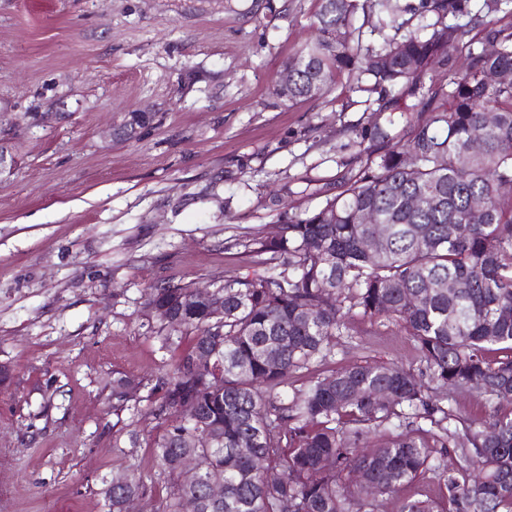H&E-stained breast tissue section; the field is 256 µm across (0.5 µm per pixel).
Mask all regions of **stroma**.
Here are the masks:
<instances>
[{"label":"stroma","instance_id":"obj_1","mask_svg":"<svg viewBox=\"0 0 512 512\" xmlns=\"http://www.w3.org/2000/svg\"><path fill=\"white\" fill-rule=\"evenodd\" d=\"M315 0H0V139L17 166L0 177V512H105L114 473L138 470L137 512H161L166 483L151 444L162 348L143 303L181 284L264 273L249 241L316 207L323 183L368 124L345 80L291 105L278 78L315 36ZM151 121L116 142L131 113ZM370 361L422 375L399 326L350 314L310 376ZM141 380L114 409L113 372ZM137 432L138 447L129 434ZM433 470L384 500L430 499L451 512L446 477L461 447L433 448Z\"/></svg>","mask_w":512,"mask_h":512}]
</instances>
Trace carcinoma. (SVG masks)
Segmentation results:
<instances>
[{"mask_svg":"<svg viewBox=\"0 0 512 512\" xmlns=\"http://www.w3.org/2000/svg\"><path fill=\"white\" fill-rule=\"evenodd\" d=\"M471 2L422 0L417 29L371 47L357 15L370 10L378 30L398 31L406 22L392 0H318V35L289 60L296 67L279 97L316 99L346 74L356 91L378 94L377 114L405 117L406 140L394 143L390 119L354 128L356 151L325 184L324 201L255 241L267 270L220 284L222 313L191 285L149 287L144 316L156 307L171 315L156 331L163 346L192 336L153 387L150 414L164 428L152 448L168 480L162 512H374L373 496H391L432 467L415 419L437 429L442 448L460 434L470 445L480 476L449 480L456 512H512V355L486 358L491 346L512 350V81L498 80L512 72V25L493 19L511 14L512 0H482L476 11ZM149 120L132 114L116 137ZM367 213L374 223L363 222ZM354 309L401 324L430 378L450 394L485 398L489 420L448 429L451 411L394 363H355L286 394L293 374L330 355ZM205 349L211 366L198 372ZM140 388L114 373L116 407ZM186 404L197 421L181 417ZM371 434L387 439L372 448ZM188 458L199 465L190 480L181 470ZM147 494L135 470L118 472L104 490L107 512Z\"/></svg>","mask_w":512,"mask_h":512,"instance_id":"cac0c4a2","label":"carcinoma"}]
</instances>
